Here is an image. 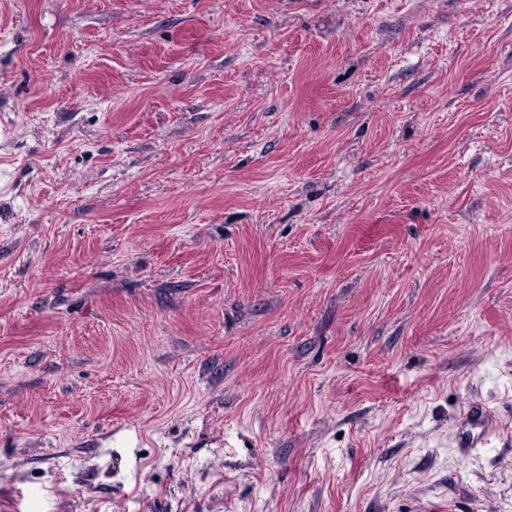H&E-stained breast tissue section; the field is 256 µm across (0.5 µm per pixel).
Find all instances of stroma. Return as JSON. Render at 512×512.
Listing matches in <instances>:
<instances>
[{"mask_svg": "<svg viewBox=\"0 0 512 512\" xmlns=\"http://www.w3.org/2000/svg\"><path fill=\"white\" fill-rule=\"evenodd\" d=\"M421 500L512 512V0H0V512Z\"/></svg>", "mask_w": 512, "mask_h": 512, "instance_id": "35a3bbf8", "label": "stroma"}]
</instances>
